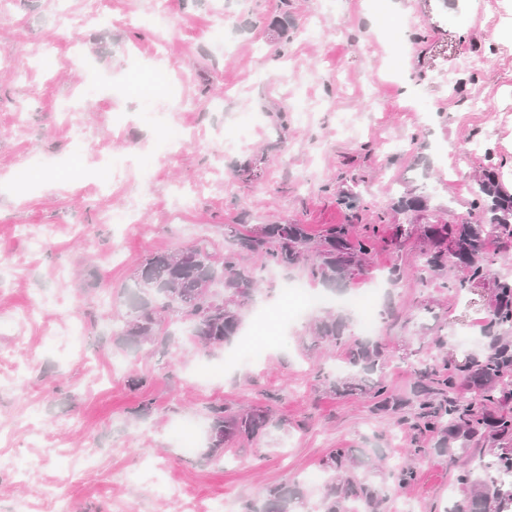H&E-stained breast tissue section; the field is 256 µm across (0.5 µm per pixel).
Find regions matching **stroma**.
Instances as JSON below:
<instances>
[{
  "instance_id": "stroma-1",
  "label": "stroma",
  "mask_w": 512,
  "mask_h": 512,
  "mask_svg": "<svg viewBox=\"0 0 512 512\" xmlns=\"http://www.w3.org/2000/svg\"><path fill=\"white\" fill-rule=\"evenodd\" d=\"M165 3L166 36L152 22L155 0H103L107 20L68 28L60 9L84 16L86 0H0V427L13 431L0 459L22 469L0 472V512H53V487L69 512H240L263 487L293 482L311 490L303 512H317L320 459L374 435L416 470L386 512H445L454 465L408 454L430 437L316 387V371L344 356L305 347L316 309L282 336L258 321L302 271L261 274L242 326L268 340L258 365L225 367L224 351L183 338L123 354L112 332L151 252L222 243L228 224L288 220L316 236L381 212L368 273L348 295L381 287L379 308L402 318L432 302L429 332L446 336L444 358L477 353L474 321L490 289L387 284L388 266H413L420 251L414 238L392 244L393 225L415 217L389 203L392 190L413 188L428 218H466L489 161L512 191V0ZM47 52L55 63L45 70ZM471 56L485 67L467 68ZM169 125L188 128L171 149L160 141ZM397 139L408 147L389 150ZM109 158L125 173L106 188L93 174ZM136 206L137 223H108ZM376 337L393 353L390 386L409 391L413 349L400 327L382 318ZM132 377L146 386L130 387ZM267 401L288 422L276 439L205 460L173 436L179 421H205L209 404Z\"/></svg>"
}]
</instances>
